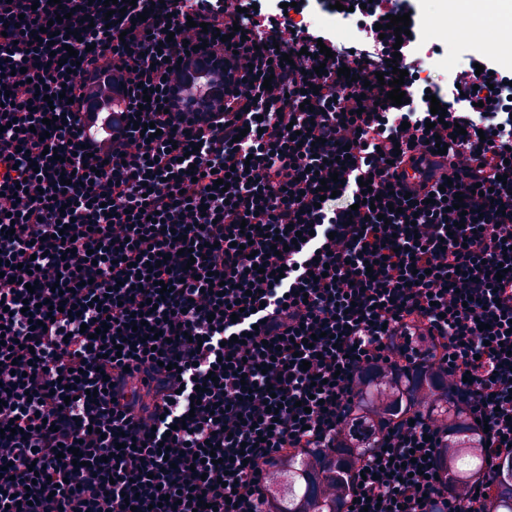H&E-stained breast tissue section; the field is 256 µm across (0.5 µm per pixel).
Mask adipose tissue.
Wrapping results in <instances>:
<instances>
[{
    "mask_svg": "<svg viewBox=\"0 0 512 512\" xmlns=\"http://www.w3.org/2000/svg\"><path fill=\"white\" fill-rule=\"evenodd\" d=\"M449 23L465 22L469 36L496 47L512 42V0H437Z\"/></svg>",
    "mask_w": 512,
    "mask_h": 512,
    "instance_id": "1",
    "label": "adipose tissue"
}]
</instances>
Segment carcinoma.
Here are the masks:
<instances>
[{
	"label": "carcinoma",
	"instance_id": "carcinoma-1",
	"mask_svg": "<svg viewBox=\"0 0 512 512\" xmlns=\"http://www.w3.org/2000/svg\"><path fill=\"white\" fill-rule=\"evenodd\" d=\"M362 414L346 425L347 435L358 449L374 447L371 418L381 410L388 416L412 408L423 409L439 422H448V447L444 470L448 484L465 486L476 480L483 468L480 436L470 428L448 401L445 378L430 369L414 377L367 370L358 392ZM331 455L312 452L284 462L274 473L279 512H342L346 494L345 452ZM496 512H512V460L502 466V491Z\"/></svg>",
	"mask_w": 512,
	"mask_h": 512
}]
</instances>
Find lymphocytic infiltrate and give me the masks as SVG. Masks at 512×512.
<instances>
[{"label": "lymphocytic infiltrate", "instance_id": "f902f5d3", "mask_svg": "<svg viewBox=\"0 0 512 512\" xmlns=\"http://www.w3.org/2000/svg\"><path fill=\"white\" fill-rule=\"evenodd\" d=\"M340 2L371 52L243 0H0V512H274L269 472L340 447L364 369L430 366L489 425L474 491L442 474L447 425L408 412L351 454L344 505L493 512L512 458V72L482 56L483 74L430 81L415 0ZM404 13L410 36L375 31ZM391 57L397 106L376 79ZM217 58L222 109L159 111L169 71Z\"/></svg>", "mask_w": 512, "mask_h": 512}]
</instances>
